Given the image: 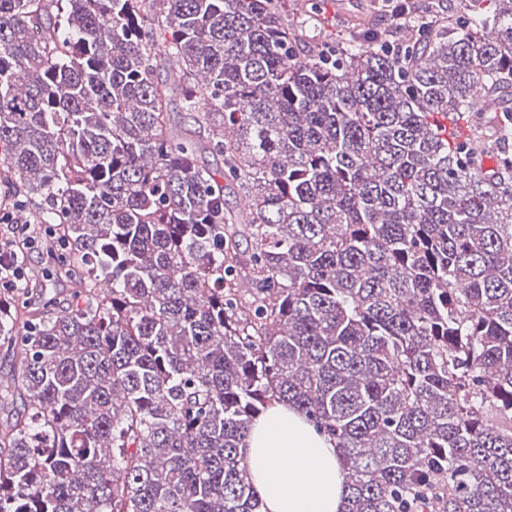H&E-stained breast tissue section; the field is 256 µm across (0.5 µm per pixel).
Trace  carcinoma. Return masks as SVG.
<instances>
[{
	"label": "carcinoma",
	"instance_id": "1",
	"mask_svg": "<svg viewBox=\"0 0 512 512\" xmlns=\"http://www.w3.org/2000/svg\"><path fill=\"white\" fill-rule=\"evenodd\" d=\"M468 7L300 58L282 0H0V185L72 284L0 293V512H261L282 403L342 512H512V0Z\"/></svg>",
	"mask_w": 512,
	"mask_h": 512
}]
</instances>
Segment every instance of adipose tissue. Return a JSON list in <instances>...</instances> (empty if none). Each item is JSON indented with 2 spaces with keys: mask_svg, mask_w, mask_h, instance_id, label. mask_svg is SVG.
<instances>
[{
  "mask_svg": "<svg viewBox=\"0 0 512 512\" xmlns=\"http://www.w3.org/2000/svg\"><path fill=\"white\" fill-rule=\"evenodd\" d=\"M244 457L265 512H341L340 452L292 407L278 405L255 422Z\"/></svg>",
  "mask_w": 512,
  "mask_h": 512,
  "instance_id": "obj_1",
  "label": "adipose tissue"
}]
</instances>
